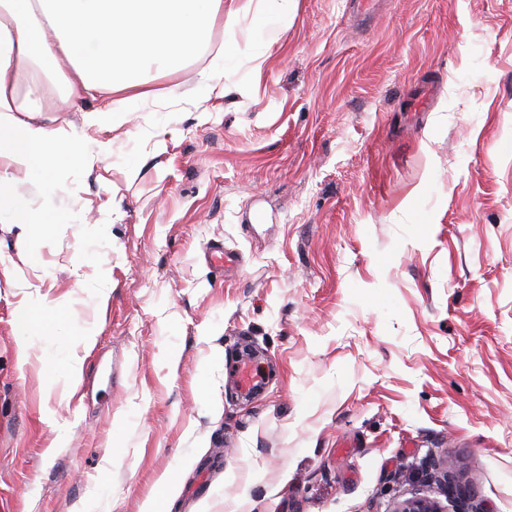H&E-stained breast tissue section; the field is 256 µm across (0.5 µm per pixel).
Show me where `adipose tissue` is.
<instances>
[{
  "instance_id": "ef3b65f1",
  "label": "adipose tissue",
  "mask_w": 512,
  "mask_h": 512,
  "mask_svg": "<svg viewBox=\"0 0 512 512\" xmlns=\"http://www.w3.org/2000/svg\"><path fill=\"white\" fill-rule=\"evenodd\" d=\"M297 0H0V219L31 231L33 216L16 206V173L37 180L45 196L56 195L51 175L57 164L92 163L112 150L108 140L84 145L62 126L41 121L46 86L42 73L64 77L67 92L81 97L105 89L119 93L116 105L93 111L90 122L112 112H136L149 99L144 75L181 69L198 52L218 17L250 18L248 57L236 36L199 73L193 93L199 102L224 93L225 73L249 61L260 75L267 47L296 16ZM36 70L27 86L23 72Z\"/></svg>"
}]
</instances>
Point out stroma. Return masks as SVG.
<instances>
[{
  "mask_svg": "<svg viewBox=\"0 0 512 512\" xmlns=\"http://www.w3.org/2000/svg\"><path fill=\"white\" fill-rule=\"evenodd\" d=\"M224 38L111 130L85 122L103 94L47 91L45 122L112 152L54 168L51 198L16 182L50 234L0 223V512L99 487L138 512L167 472L175 512H392L432 457L512 512V0H378L364 29L298 0L259 77L198 106ZM217 242L236 266L206 263ZM21 251L50 313L6 281ZM64 328L98 332L72 397L43 361Z\"/></svg>",
  "mask_w": 512,
  "mask_h": 512,
  "instance_id": "obj_1",
  "label": "stroma"
}]
</instances>
